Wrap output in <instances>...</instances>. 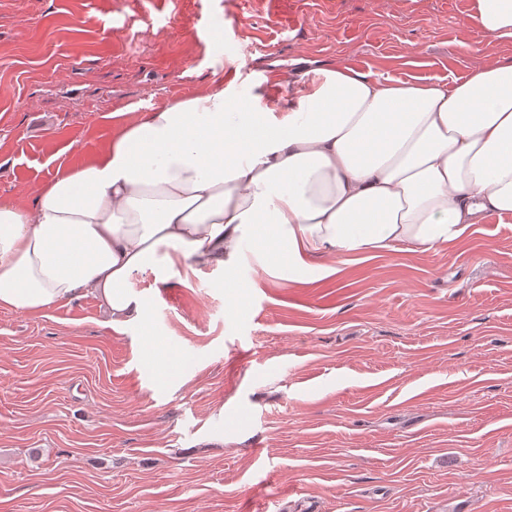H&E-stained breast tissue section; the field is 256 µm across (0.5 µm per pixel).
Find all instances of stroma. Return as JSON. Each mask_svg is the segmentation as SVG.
Masks as SVG:
<instances>
[{
    "label": "stroma",
    "mask_w": 512,
    "mask_h": 512,
    "mask_svg": "<svg viewBox=\"0 0 512 512\" xmlns=\"http://www.w3.org/2000/svg\"><path fill=\"white\" fill-rule=\"evenodd\" d=\"M471 5L0 0V200L98 156L113 112L296 98L302 57L448 83L512 61ZM330 265L162 262L120 333L91 296L0 309V512H512V218Z\"/></svg>",
    "instance_id": "stroma-1"
}]
</instances>
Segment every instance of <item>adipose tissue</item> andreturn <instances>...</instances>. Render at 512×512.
<instances>
[{
  "label": "adipose tissue",
  "mask_w": 512,
  "mask_h": 512,
  "mask_svg": "<svg viewBox=\"0 0 512 512\" xmlns=\"http://www.w3.org/2000/svg\"><path fill=\"white\" fill-rule=\"evenodd\" d=\"M472 8L487 37L512 38V0ZM298 81L297 104L247 114L229 87L167 101L30 201L0 200V309L89 295L119 332L144 315L135 276L161 261L229 270L248 244L315 280L333 256L427 252L512 217V62L448 84L305 59Z\"/></svg>",
  "instance_id": "obj_1"
}]
</instances>
